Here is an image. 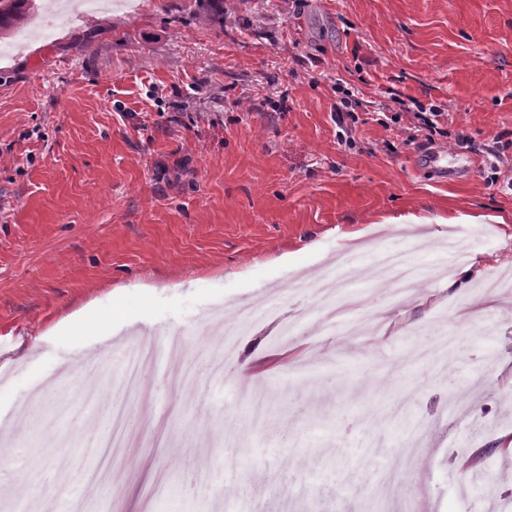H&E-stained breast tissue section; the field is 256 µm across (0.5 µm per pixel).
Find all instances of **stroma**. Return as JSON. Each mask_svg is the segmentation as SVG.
I'll list each match as a JSON object with an SVG mask.
<instances>
[{"label":"stroma","mask_w":512,"mask_h":512,"mask_svg":"<svg viewBox=\"0 0 512 512\" xmlns=\"http://www.w3.org/2000/svg\"><path fill=\"white\" fill-rule=\"evenodd\" d=\"M340 85L360 101L351 113L336 111ZM433 106L436 138L416 118ZM433 148L447 173L428 165ZM418 210L491 216L461 227L477 268L422 267L399 299L358 285L366 332L325 329L326 310L284 277L212 285L311 242L342 255L351 231L411 253L448 237L446 224L383 222ZM498 216L512 220V0H224L220 23L198 0H35L0 40V361L117 287L152 285L156 312L89 320L101 346L68 356L0 454V499L54 488L63 459L85 471L115 342L175 335L220 396L174 386L167 356L146 365L114 483L84 493L97 512H171L188 474L210 487L185 512H448L461 479L495 487L472 512H506L512 287L477 293L479 273L512 258ZM269 293L275 308L209 368L214 314ZM442 333L458 350L415 374L413 346ZM254 396L272 407L258 426ZM408 427L426 441L414 457ZM373 442L383 455L339 490L348 456ZM407 476L412 500L379 494Z\"/></svg>","instance_id":"35a3bbf8"}]
</instances>
